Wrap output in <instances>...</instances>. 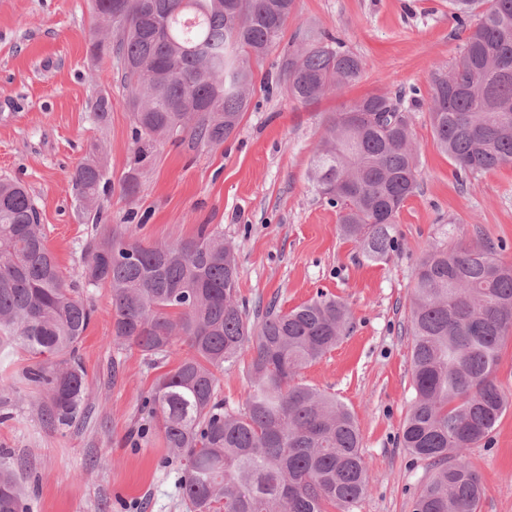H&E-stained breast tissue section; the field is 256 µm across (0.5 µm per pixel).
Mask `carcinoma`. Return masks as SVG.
<instances>
[{"instance_id": "1", "label": "carcinoma", "mask_w": 512, "mask_h": 512, "mask_svg": "<svg viewBox=\"0 0 512 512\" xmlns=\"http://www.w3.org/2000/svg\"><path fill=\"white\" fill-rule=\"evenodd\" d=\"M465 37L432 75L428 112L437 146L464 177L512 163V0H448ZM296 0H95L89 51L115 56L128 93L137 149L190 139L217 147L238 128L255 86L254 65L276 49ZM366 63L339 39L298 29L280 60L288 97L310 104L354 85ZM402 95L369 94L328 118L313 155L317 193L336 207L342 236L384 260L393 224L418 186L417 151ZM365 116L351 124L346 114ZM102 159L73 175L82 214L101 221ZM86 285L112 293L113 337L160 360L177 338L188 352L160 375L143 407L161 418L193 512H353L368 469L351 411L296 381L344 336L346 305L319 294L250 323L238 297L233 248L208 224L191 239L145 245L135 231L87 242ZM93 308L63 278L36 206L0 178V351L31 361L59 428L83 413L85 372L75 353ZM414 395L402 430L411 455L435 465L415 512H480L481 476L464 451L488 441L509 406L494 372L512 334V265L495 247L439 243L420 262L410 306ZM251 389L235 409L218 398L217 372L245 347ZM0 512H30L17 478L0 464Z\"/></svg>"}]
</instances>
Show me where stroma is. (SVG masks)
Segmentation results:
<instances>
[{
    "label": "stroma",
    "instance_id": "stroma-1",
    "mask_svg": "<svg viewBox=\"0 0 512 512\" xmlns=\"http://www.w3.org/2000/svg\"><path fill=\"white\" fill-rule=\"evenodd\" d=\"M91 0H0V178L22 183L67 284L94 308L76 356L87 381L82 417L66 429L40 412L48 399L25 378L26 360L0 361V462L14 469L32 512H189L179 462L160 431L130 439L149 417L141 403L160 371L114 340L112 296L86 287L84 247L96 230L126 226L146 244L175 242L209 224L234 249L249 317L276 303L290 310L323 292L351 319L336 348L299 382L334 394L354 414L369 486L355 512H413L432 474L400 443L412 397L410 297L417 265L435 243L488 241L512 264V164L467 179L436 145L426 102L434 70L463 35L448 0H297L285 32L305 25L338 36L366 63L361 82L318 103L289 99L278 85L287 43L255 68L251 103L218 147L157 143L134 166L133 119L113 58L89 51ZM419 89L404 100L418 146L419 187L393 229L399 248L376 261L345 240L339 216L311 180V160L329 113L365 95ZM112 108L97 122L94 104ZM102 147L110 183L100 224L75 201L71 177ZM136 173L139 189L124 181ZM470 449L485 495L481 512H512V408Z\"/></svg>",
    "mask_w": 512,
    "mask_h": 512
}]
</instances>
